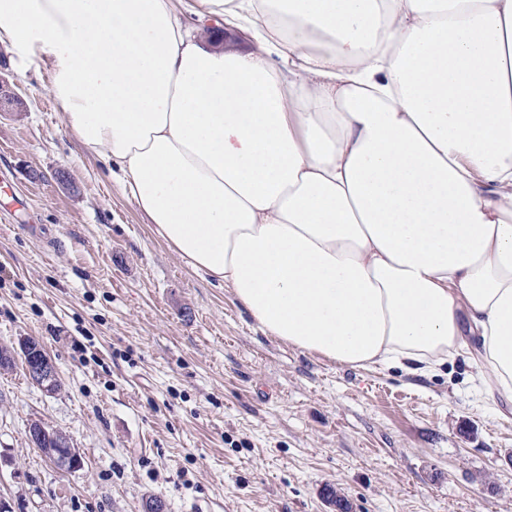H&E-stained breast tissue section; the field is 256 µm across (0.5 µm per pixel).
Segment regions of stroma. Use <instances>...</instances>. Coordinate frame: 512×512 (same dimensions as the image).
Segmentation results:
<instances>
[{"mask_svg": "<svg viewBox=\"0 0 512 512\" xmlns=\"http://www.w3.org/2000/svg\"><path fill=\"white\" fill-rule=\"evenodd\" d=\"M0 345L54 360L46 395L0 371L10 512H512V409L472 355L426 376L351 368L264 333L204 280L71 130L43 66L0 45ZM66 433L81 468L28 437Z\"/></svg>", "mask_w": 512, "mask_h": 512, "instance_id": "1", "label": "stroma"}]
</instances>
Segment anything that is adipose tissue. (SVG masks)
Listing matches in <instances>:
<instances>
[{
    "mask_svg": "<svg viewBox=\"0 0 512 512\" xmlns=\"http://www.w3.org/2000/svg\"><path fill=\"white\" fill-rule=\"evenodd\" d=\"M0 0L71 129L269 335L512 403V0Z\"/></svg>",
    "mask_w": 512,
    "mask_h": 512,
    "instance_id": "adipose-tissue-1",
    "label": "adipose tissue"
}]
</instances>
